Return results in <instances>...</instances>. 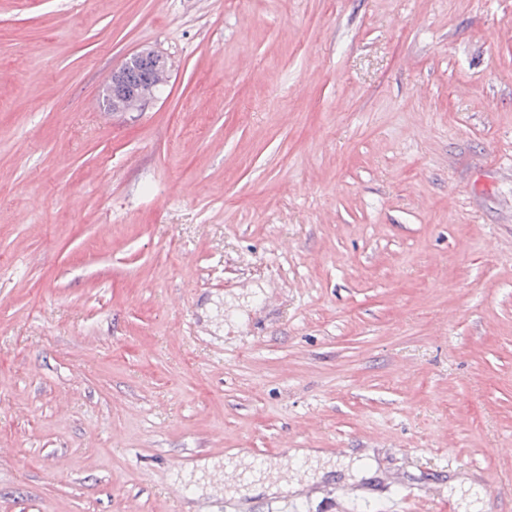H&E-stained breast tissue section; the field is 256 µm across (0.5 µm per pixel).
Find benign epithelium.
<instances>
[{"instance_id": "1", "label": "benign epithelium", "mask_w": 512, "mask_h": 512, "mask_svg": "<svg viewBox=\"0 0 512 512\" xmlns=\"http://www.w3.org/2000/svg\"><path fill=\"white\" fill-rule=\"evenodd\" d=\"M167 68L165 57L154 50L143 49L129 56L105 80V99L112 103V111H130L153 76Z\"/></svg>"}]
</instances>
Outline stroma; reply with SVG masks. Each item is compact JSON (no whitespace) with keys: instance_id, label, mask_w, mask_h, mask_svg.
I'll list each match as a JSON object with an SVG mask.
<instances>
[{"instance_id":"obj_1","label":"stroma","mask_w":512,"mask_h":512,"mask_svg":"<svg viewBox=\"0 0 512 512\" xmlns=\"http://www.w3.org/2000/svg\"><path fill=\"white\" fill-rule=\"evenodd\" d=\"M405 493L512 512V0H0V512ZM167 68L165 57L154 50L143 49L129 56L105 80V99L112 102V112H130L153 76Z\"/></svg>"}]
</instances>
